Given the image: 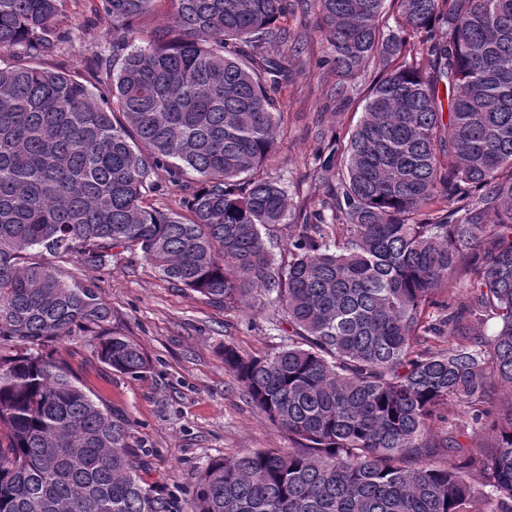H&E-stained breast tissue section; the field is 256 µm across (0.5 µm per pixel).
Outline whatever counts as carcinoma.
Instances as JSON below:
<instances>
[{"label": "carcinoma", "mask_w": 512, "mask_h": 512, "mask_svg": "<svg viewBox=\"0 0 512 512\" xmlns=\"http://www.w3.org/2000/svg\"><path fill=\"white\" fill-rule=\"evenodd\" d=\"M71 2L0 0V341L21 346L0 356V512H169L127 424L46 352L79 330L112 370L148 369L92 280L50 261L126 253L226 309L262 293L292 329L271 354L224 348L289 446L210 462L188 512H512V402H491L512 391V0H395L390 30L387 0H316L338 89L379 76L278 259L288 188L258 171L301 53L290 0H174L149 29L159 0H87L112 46L88 85L39 65ZM186 169L181 211L155 207L160 172ZM450 404L466 422L434 431Z\"/></svg>", "instance_id": "1"}]
</instances>
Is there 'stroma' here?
Instances as JSON below:
<instances>
[{
	"label": "stroma",
	"mask_w": 512,
	"mask_h": 512,
	"mask_svg": "<svg viewBox=\"0 0 512 512\" xmlns=\"http://www.w3.org/2000/svg\"><path fill=\"white\" fill-rule=\"evenodd\" d=\"M294 2L289 23L304 51L292 61L295 79L279 94L284 120L267 169L287 186L289 221L298 224L300 208L325 194L321 154L329 140L346 145L378 69L368 64L349 82L346 100H338L336 78L320 64L318 6L315 0ZM69 16L70 39L51 64L81 79L89 52L106 54L110 46L102 30L87 29L82 0H74ZM93 276L112 308L111 331L139 344L150 366L133 376L112 371L81 338L59 349L93 398L127 422L140 477L171 512H186L209 462L246 449L287 447V434L259 414L224 368L225 347L254 356L287 343L289 327L277 322L266 301L227 310L173 286L139 259L115 261Z\"/></svg>",
	"instance_id": "stroma-1"
}]
</instances>
